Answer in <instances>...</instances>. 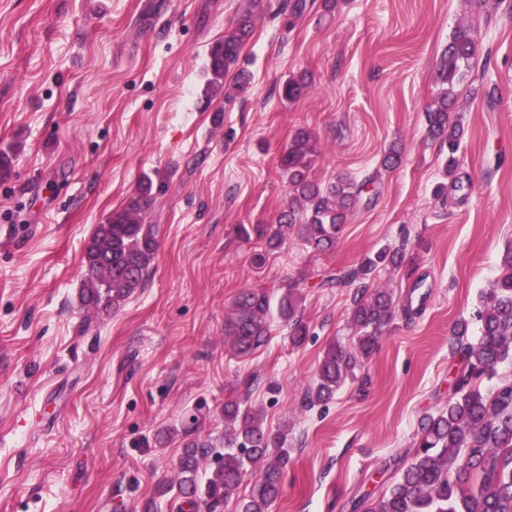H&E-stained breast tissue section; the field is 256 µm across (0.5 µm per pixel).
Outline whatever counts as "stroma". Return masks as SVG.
Here are the masks:
<instances>
[{
    "mask_svg": "<svg viewBox=\"0 0 512 512\" xmlns=\"http://www.w3.org/2000/svg\"><path fill=\"white\" fill-rule=\"evenodd\" d=\"M246 2L0 0V149L19 147L0 182V512H179L186 436L221 444L238 398L287 434L270 512H353L452 394V329L478 333L480 295L512 248V0H338L330 13L308 0L300 14L254 0L250 84L226 77L204 102L208 50ZM461 23L480 45V91L459 103L471 190L440 197L447 153L425 113ZM302 72L306 92L284 99ZM299 128L318 142V181L374 179L327 253L293 235L269 251L242 232L286 208L278 159ZM395 143L401 165L380 170ZM145 172L167 184L148 211L153 264L116 313L95 316L78 298L85 244ZM384 247L404 262L374 278L398 305L380 347L331 402L303 409L328 344L356 334L353 287L318 281ZM297 279L306 341L273 312L268 344L235 355V297L262 285L275 302Z\"/></svg>",
    "mask_w": 512,
    "mask_h": 512,
    "instance_id": "stroma-1",
    "label": "stroma"
}]
</instances>
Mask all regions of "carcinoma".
<instances>
[{"mask_svg": "<svg viewBox=\"0 0 512 512\" xmlns=\"http://www.w3.org/2000/svg\"><path fill=\"white\" fill-rule=\"evenodd\" d=\"M254 14L244 7L233 26L210 49L204 95L212 100L224 93V77L234 70L237 87L245 90L247 74L240 68L241 51L252 37ZM479 54L471 29L457 26L443 52L437 80L441 91L427 112L428 133L448 150V174L457 168L456 154L464 136L461 116L456 114V87L469 73ZM308 86L304 75L292 76L282 85V96L295 101ZM318 147L305 129L295 132L280 154L279 168L288 187V210L277 226L254 228L266 245L278 247L285 232L296 234L314 250H332L358 202L365 183L339 177L328 187L313 177ZM165 184L145 175L137 192L107 221L96 225L84 248L85 267L80 289L81 304L98 313L110 314L139 288L147 277L157 250L156 225L147 211ZM399 248L383 250L358 266L321 281L320 286L357 285L350 320L358 336L347 349L332 343L318 368V379L306 391L302 406L311 408L333 399L336 390L354 377L361 360L377 349L380 335L393 318L391 294L370 289L369 282L380 265L402 263ZM503 273L484 296L477 313L479 336L469 338V323L454 329L453 353L461 365L454 378L453 396L446 407L423 418L411 456L402 472L379 500L354 509L362 512H512V382L505 381L485 392L484 378L498 365L512 361V253H507ZM301 282L286 285L278 300L280 317L288 322L293 344L301 345L308 327L299 316ZM270 299L264 287L242 292L233 303V315L225 335L237 354L247 356L263 347L270 336ZM282 436L267 430L263 420L239 400L224 403V451L207 442L190 440L180 462L179 494L195 510L218 512L239 488L248 466L258 475L248 496L238 502V512H270L281 488L288 450ZM215 454V462L199 480L200 460Z\"/></svg>", "mask_w": 512, "mask_h": 512, "instance_id": "cac0c4a2", "label": "carcinoma"}]
</instances>
